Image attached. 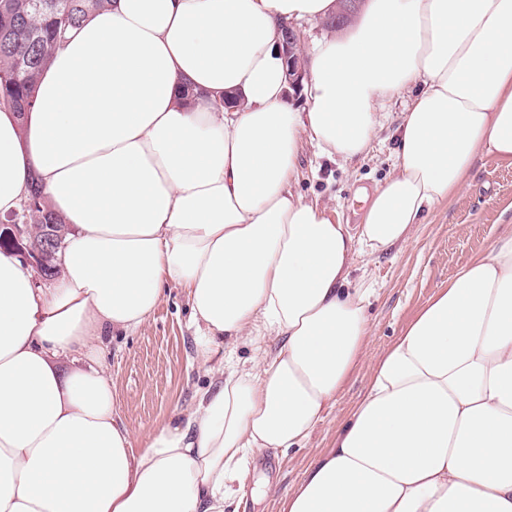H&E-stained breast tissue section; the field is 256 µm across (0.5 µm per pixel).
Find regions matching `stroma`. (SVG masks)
<instances>
[{
  "instance_id": "stroma-1",
  "label": "stroma",
  "mask_w": 512,
  "mask_h": 512,
  "mask_svg": "<svg viewBox=\"0 0 512 512\" xmlns=\"http://www.w3.org/2000/svg\"><path fill=\"white\" fill-rule=\"evenodd\" d=\"M410 101L405 95L385 103L388 121L377 131L371 150L353 162L317 156L315 147L302 141L294 191L310 202L335 201L343 223H361L364 192L373 191L395 170V129ZM506 224L512 225V162L480 155L467 185L425 216L411 246L356 259L352 283L368 281L375 287L367 306L372 335L365 360L351 371L335 407L304 448L286 456H262L250 466L244 490L265 478L274 491L257 502L245 500L242 512H282L284 493L300 482L360 400L369 361L381 355L436 289L447 287L462 264L489 247L492 228ZM190 316L185 290L173 288L137 331L102 339L98 357L112 379L115 411L134 434V449L142 448L144 435L169 421L175 406H190L206 382L195 362Z\"/></svg>"
}]
</instances>
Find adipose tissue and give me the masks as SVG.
<instances>
[{
	"mask_svg": "<svg viewBox=\"0 0 512 512\" xmlns=\"http://www.w3.org/2000/svg\"><path fill=\"white\" fill-rule=\"evenodd\" d=\"M335 10L111 0L55 51L31 112L0 106V214L36 178L71 227L47 287L0 252V512H238L239 475L306 442L364 356L356 257L412 243L478 155L512 161V0H366L305 49L291 103L278 29ZM408 91L395 173L359 233L293 192L302 140L362 156ZM224 95L236 108L215 107ZM171 284L209 383L137 452L97 345L142 327ZM368 375L284 512H512V226Z\"/></svg>",
	"mask_w": 512,
	"mask_h": 512,
	"instance_id": "ef3b65f1",
	"label": "adipose tissue"
}]
</instances>
